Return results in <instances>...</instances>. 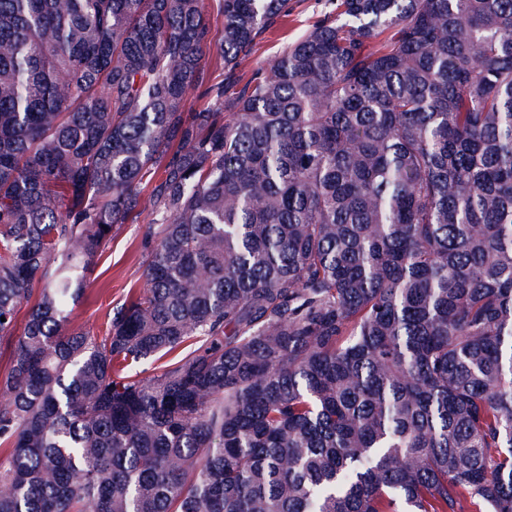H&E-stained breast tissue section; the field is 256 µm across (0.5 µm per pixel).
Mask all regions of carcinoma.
Listing matches in <instances>:
<instances>
[{"mask_svg": "<svg viewBox=\"0 0 512 512\" xmlns=\"http://www.w3.org/2000/svg\"><path fill=\"white\" fill-rule=\"evenodd\" d=\"M221 6L0 0V512H512V0ZM201 7L211 28L210 43L204 53L202 63L205 66L209 83H220L224 81V67L219 64L223 35V16L220 13V2L218 0H202ZM325 3V0H289L288 18L285 21L278 20L256 40L253 54L237 70V89L243 88L252 75L266 66L287 44L302 37L329 10ZM152 220L150 208L138 221L122 224L97 257L90 285L71 315V328L102 335L109 311L146 288L142 239Z\"/></svg>", "mask_w": 512, "mask_h": 512, "instance_id": "1", "label": "carcinoma"}]
</instances>
